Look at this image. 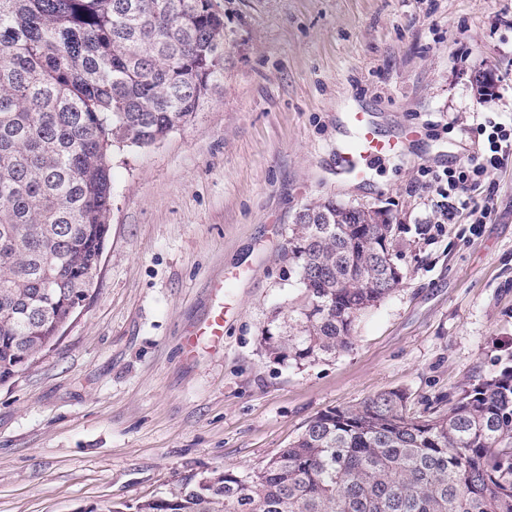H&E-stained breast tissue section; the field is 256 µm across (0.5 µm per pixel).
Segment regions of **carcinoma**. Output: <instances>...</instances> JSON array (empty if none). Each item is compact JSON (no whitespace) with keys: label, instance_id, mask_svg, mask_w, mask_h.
<instances>
[{"label":"carcinoma","instance_id":"1","mask_svg":"<svg viewBox=\"0 0 512 512\" xmlns=\"http://www.w3.org/2000/svg\"><path fill=\"white\" fill-rule=\"evenodd\" d=\"M224 82L210 0H0V384L39 360L94 287L112 212V147L189 123ZM288 233L301 296L260 346L301 365L352 349L358 319L396 289L379 256L394 227L333 197ZM134 512H512V369L446 409L402 390L311 419L246 473L184 481Z\"/></svg>","mask_w":512,"mask_h":512}]
</instances>
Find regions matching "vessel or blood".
Masks as SVG:
<instances>
[{
	"instance_id": "vessel-or-blood-1",
	"label": "vessel or blood",
	"mask_w": 512,
	"mask_h": 512,
	"mask_svg": "<svg viewBox=\"0 0 512 512\" xmlns=\"http://www.w3.org/2000/svg\"><path fill=\"white\" fill-rule=\"evenodd\" d=\"M347 138L336 148V171L343 180L365 185L371 181L372 171L389 159L406 155L407 143L413 130L407 129L396 137L380 134L372 113L353 110L345 115ZM197 336L220 341L224 336V310L214 308L210 317L196 330Z\"/></svg>"
}]
</instances>
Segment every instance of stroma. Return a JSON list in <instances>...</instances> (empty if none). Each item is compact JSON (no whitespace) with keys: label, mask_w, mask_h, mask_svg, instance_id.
I'll return each instance as SVG.
<instances>
[{"label":"stroma","mask_w":512,"mask_h":512,"mask_svg":"<svg viewBox=\"0 0 512 512\" xmlns=\"http://www.w3.org/2000/svg\"><path fill=\"white\" fill-rule=\"evenodd\" d=\"M217 4L223 85L163 141L114 149L96 286L58 343L0 384V512L134 505L261 466L329 409L402 389L420 411L512 366V158L477 232L466 214L435 227L424 176L477 150L475 113L512 119V0ZM353 107L417 133L367 186L336 180L339 114ZM328 196L389 210L403 279L352 350L284 365L261 331L299 294L288 228ZM218 278L224 341L185 356Z\"/></svg>","instance_id":"35a3bbf8"}]
</instances>
